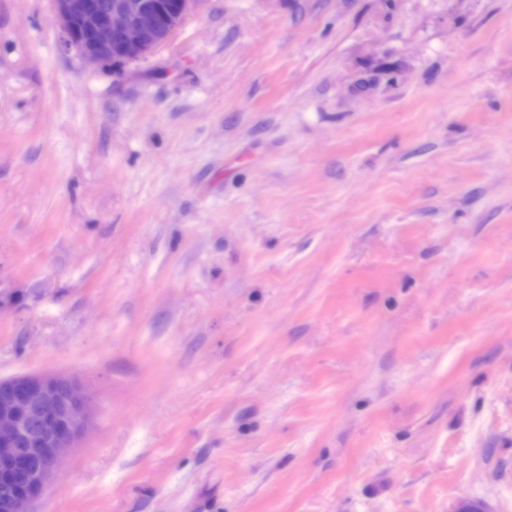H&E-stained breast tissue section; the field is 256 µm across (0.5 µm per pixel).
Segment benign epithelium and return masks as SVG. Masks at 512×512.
I'll use <instances>...</instances> for the list:
<instances>
[{"mask_svg": "<svg viewBox=\"0 0 512 512\" xmlns=\"http://www.w3.org/2000/svg\"><path fill=\"white\" fill-rule=\"evenodd\" d=\"M196 0H54L64 43L91 63L135 60L165 43ZM88 396L52 375L0 377V512H29L85 432Z\"/></svg>", "mask_w": 512, "mask_h": 512, "instance_id": "7a95c632", "label": "benign epithelium"}]
</instances>
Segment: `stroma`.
<instances>
[{"label":"stroma","instance_id":"1","mask_svg":"<svg viewBox=\"0 0 512 512\" xmlns=\"http://www.w3.org/2000/svg\"><path fill=\"white\" fill-rule=\"evenodd\" d=\"M91 422L31 512H512V0H200L144 58L0 0V376Z\"/></svg>","mask_w":512,"mask_h":512}]
</instances>
